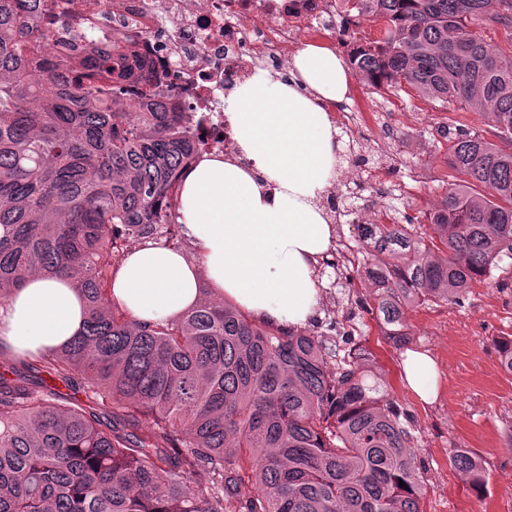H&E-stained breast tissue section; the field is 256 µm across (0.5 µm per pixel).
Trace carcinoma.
Instances as JSON below:
<instances>
[{
  "mask_svg": "<svg viewBox=\"0 0 512 512\" xmlns=\"http://www.w3.org/2000/svg\"><path fill=\"white\" fill-rule=\"evenodd\" d=\"M355 2L386 22L349 57L367 86L465 107L499 140L451 133L453 182L428 231L394 204L392 223L355 225L380 334L404 347L409 312L460 303L512 260V55L476 31L511 30L512 0ZM53 10L0 0V300L29 275H61L86 319L63 347L0 372V512H422L427 469L409 415L368 354L340 358L207 288L165 320L113 302L132 242L183 249L181 178L202 150L156 98L150 60L116 41L79 61L44 58ZM132 85L142 112L122 109ZM495 348L512 374V336ZM42 373L82 379L89 404L37 390ZM449 460L485 490L475 454L455 448ZM201 470L203 495L192 486Z\"/></svg>",
  "mask_w": 512,
  "mask_h": 512,
  "instance_id": "cac0c4a2",
  "label": "carcinoma"
}]
</instances>
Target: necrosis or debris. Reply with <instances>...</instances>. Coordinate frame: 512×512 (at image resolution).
I'll use <instances>...</instances> for the list:
<instances>
[{
	"mask_svg": "<svg viewBox=\"0 0 512 512\" xmlns=\"http://www.w3.org/2000/svg\"><path fill=\"white\" fill-rule=\"evenodd\" d=\"M68 32L108 43H132L165 71L164 98L187 136L232 157L236 145L224 122V96L256 69L283 72L302 39L335 30L342 0H55Z\"/></svg>",
	"mask_w": 512,
	"mask_h": 512,
	"instance_id": "obj_1",
	"label": "necrosis or debris"
}]
</instances>
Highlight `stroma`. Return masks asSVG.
<instances>
[{
	"label": "stroma",
	"instance_id": "stroma-1",
	"mask_svg": "<svg viewBox=\"0 0 512 512\" xmlns=\"http://www.w3.org/2000/svg\"><path fill=\"white\" fill-rule=\"evenodd\" d=\"M347 103L357 112L356 137L371 170L366 179L369 219L384 204L383 189L395 186L404 170H414L418 183L401 200L406 214L422 217L442 196L451 180L447 164L445 128L461 125L483 129V118L453 106L430 104L411 89L389 99L369 93L359 76H352ZM334 271L323 284L332 285ZM351 283L325 294L322 313L336 322L356 324L347 336H336L326 325H311L342 349L362 347L372 353L391 396L410 415L411 444L424 461L430 489L424 512H512V375L499 364L494 341L512 334V260L474 283L462 304H435L416 309L409 316L413 348L432 352L440 361L443 391L431 405L405 390L400 374L402 352L379 334L371 314V282L352 273ZM468 448L482 459L489 481L483 495H476L465 477L449 462L453 449Z\"/></svg>",
	"mask_w": 512,
	"mask_h": 512
}]
</instances>
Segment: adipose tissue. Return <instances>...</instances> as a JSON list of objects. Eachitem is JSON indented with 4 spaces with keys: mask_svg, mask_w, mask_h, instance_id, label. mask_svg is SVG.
Returning a JSON list of instances; mask_svg holds the SVG:
<instances>
[{
    "mask_svg": "<svg viewBox=\"0 0 512 512\" xmlns=\"http://www.w3.org/2000/svg\"><path fill=\"white\" fill-rule=\"evenodd\" d=\"M289 80L266 70L224 97L238 159L203 155L181 181L177 214L189 251L133 247L112 284L114 301L141 321L176 317L202 287L254 319L284 330L318 314L315 266L336 230L320 200L331 185L342 142L325 105L343 104L350 80L341 55L307 44ZM84 303L66 277H26L0 306V344L16 354H46L76 336ZM402 382L433 403L440 371L433 355L407 352Z\"/></svg>",
    "mask_w": 512,
    "mask_h": 512,
    "instance_id": "ef3b65f1",
    "label": "adipose tissue"
}]
</instances>
